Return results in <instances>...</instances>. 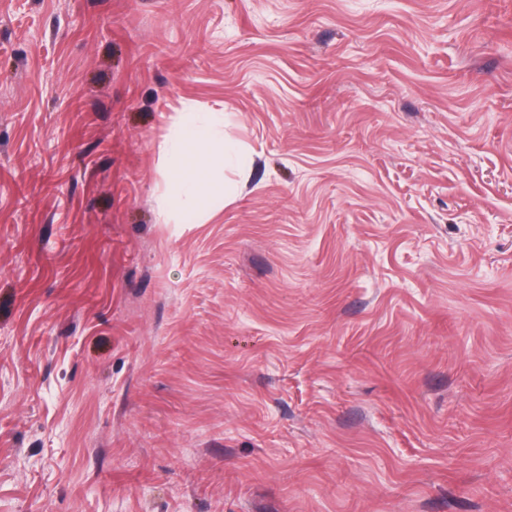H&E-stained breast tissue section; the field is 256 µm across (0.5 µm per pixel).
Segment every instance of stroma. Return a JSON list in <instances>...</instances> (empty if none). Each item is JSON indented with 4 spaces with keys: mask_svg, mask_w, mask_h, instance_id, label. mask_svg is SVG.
<instances>
[{
    "mask_svg": "<svg viewBox=\"0 0 512 512\" xmlns=\"http://www.w3.org/2000/svg\"><path fill=\"white\" fill-rule=\"evenodd\" d=\"M0 512H512V0H0ZM180 112L176 123L179 127L174 133V145L171 148V161L175 163V176L168 204L172 210L185 211L189 203L194 211H205L212 203V170L224 163L230 151L224 145L218 152L211 147V129L191 119V108ZM211 149V150H209Z\"/></svg>",
    "mask_w": 512,
    "mask_h": 512,
    "instance_id": "stroma-1",
    "label": "stroma"
}]
</instances>
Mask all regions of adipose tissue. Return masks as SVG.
I'll return each instance as SVG.
<instances>
[{"instance_id":"adipose-tissue-1","label":"adipose tissue","mask_w":512,"mask_h":512,"mask_svg":"<svg viewBox=\"0 0 512 512\" xmlns=\"http://www.w3.org/2000/svg\"><path fill=\"white\" fill-rule=\"evenodd\" d=\"M174 134L171 160L175 176L168 204L172 210L182 211L186 207L204 211L212 203V170L224 163L229 149L212 151V132L206 125L196 123L189 113H181Z\"/></svg>"}]
</instances>
